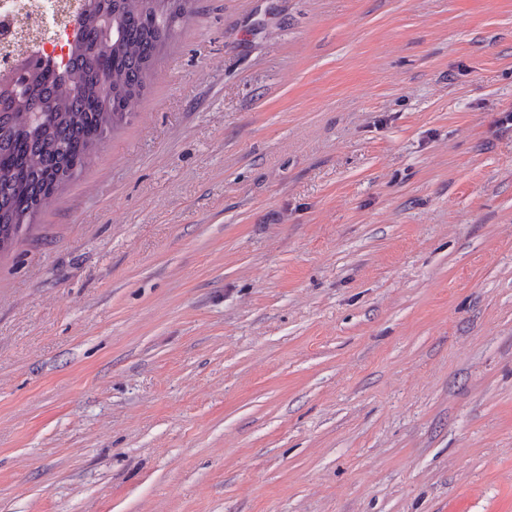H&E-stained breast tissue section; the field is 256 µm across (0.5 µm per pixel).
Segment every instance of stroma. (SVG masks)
<instances>
[{
    "mask_svg": "<svg viewBox=\"0 0 512 512\" xmlns=\"http://www.w3.org/2000/svg\"><path fill=\"white\" fill-rule=\"evenodd\" d=\"M512 0H198L0 255V512H512Z\"/></svg>",
    "mask_w": 512,
    "mask_h": 512,
    "instance_id": "1",
    "label": "stroma"
}]
</instances>
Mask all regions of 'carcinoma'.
<instances>
[{"label": "carcinoma", "mask_w": 512, "mask_h": 512, "mask_svg": "<svg viewBox=\"0 0 512 512\" xmlns=\"http://www.w3.org/2000/svg\"><path fill=\"white\" fill-rule=\"evenodd\" d=\"M83 0L63 66L26 60L0 82V252L130 123L195 0Z\"/></svg>", "instance_id": "cac0c4a2"}]
</instances>
